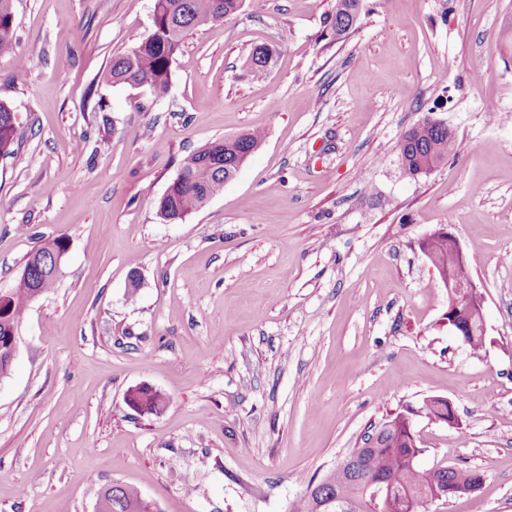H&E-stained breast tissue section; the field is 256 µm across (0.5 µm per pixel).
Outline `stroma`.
Returning <instances> with one entry per match:
<instances>
[{
    "label": "stroma",
    "instance_id": "1",
    "mask_svg": "<svg viewBox=\"0 0 512 512\" xmlns=\"http://www.w3.org/2000/svg\"><path fill=\"white\" fill-rule=\"evenodd\" d=\"M335 5L244 0L187 33L192 64L158 97L105 78L153 0H15L0 101L23 137L0 157V291L48 239L69 247L0 378V512H95L114 482L155 512H291L430 396L460 423L415 416L419 467L484 482L426 512H512V0H364L340 40ZM426 115L457 152L413 176L396 143ZM253 129L262 145L223 191L158 217L190 154ZM442 227L485 296L477 353L420 248ZM140 385L160 414L128 406ZM126 401L143 415L158 414L166 405L163 394L147 385L130 389L126 395Z\"/></svg>",
    "mask_w": 512,
    "mask_h": 512
}]
</instances>
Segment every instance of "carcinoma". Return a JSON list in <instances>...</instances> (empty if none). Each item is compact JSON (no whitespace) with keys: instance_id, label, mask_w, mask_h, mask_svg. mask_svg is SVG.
<instances>
[{"instance_id":"carcinoma-1","label":"carcinoma","mask_w":512,"mask_h":512,"mask_svg":"<svg viewBox=\"0 0 512 512\" xmlns=\"http://www.w3.org/2000/svg\"><path fill=\"white\" fill-rule=\"evenodd\" d=\"M243 0H154L150 32L140 41L112 59L107 79L115 85L147 86L156 96L170 89L172 68L183 57V40L187 32L210 22L231 16ZM362 0H337L331 30L340 40L351 27L362 23ZM14 0H0V56L15 48ZM270 49L257 47L246 64L255 75L267 71ZM17 122L12 108L0 102V156L14 152ZM263 135L249 130L215 140L189 156L178 174L179 181L158 202V214L166 222H176L201 208L224 188L228 177L236 175L240 166L260 147ZM456 135L448 128L423 117L400 137L398 150L406 170L414 175L426 174L456 154ZM68 242L54 238L27 257L17 286L7 293V304L0 309V342L17 333L29 303L51 291L58 272L54 257L67 250ZM426 257L434 267L451 269L460 279L471 277L470 267L456 263L448 239L437 235L426 244ZM128 405L143 415L160 413L165 397L144 385L126 395ZM418 412L429 419H448V402L440 397L424 400ZM411 412H399L386 419L375 430L363 436L364 447L351 449L357 454L355 474L334 467L318 482H309L306 494L294 504L293 512H317L320 500L335 499L350 504L354 512H423L429 501L449 486L469 484L474 472L453 465L430 469L417 466L423 453L413 430ZM110 502V512H153L152 504L141 498L137 490L114 483L101 490Z\"/></svg>"}]
</instances>
